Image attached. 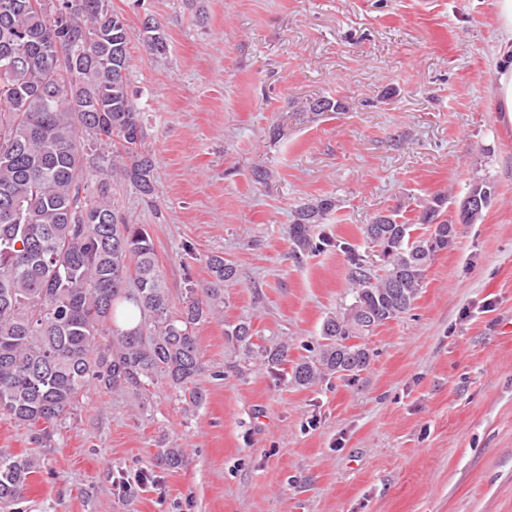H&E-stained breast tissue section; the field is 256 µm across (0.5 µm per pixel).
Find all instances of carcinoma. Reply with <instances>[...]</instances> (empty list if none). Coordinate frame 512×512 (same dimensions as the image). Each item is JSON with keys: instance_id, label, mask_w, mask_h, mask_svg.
Here are the masks:
<instances>
[{"instance_id": "carcinoma-1", "label": "carcinoma", "mask_w": 512, "mask_h": 512, "mask_svg": "<svg viewBox=\"0 0 512 512\" xmlns=\"http://www.w3.org/2000/svg\"><path fill=\"white\" fill-rule=\"evenodd\" d=\"M0 0V415L30 433L37 446L54 441L58 425L89 388L103 393L148 391L165 385L190 391L204 372L197 326L224 317V291L239 281L222 254L206 256L210 279L175 301L166 287L146 225L132 224L112 202L111 185L123 179L148 199L154 162L141 152L147 133L131 90L128 24L111 0ZM142 49H167L163 24L141 21ZM309 112H341V100L322 96ZM96 173L97 194L81 195ZM468 193L490 203L495 186L479 178ZM447 199L435 195L415 221L382 216L380 233L361 227L368 247L379 248L381 268L347 243L353 302L322 324L324 343L302 358L292 381L304 388L334 374L347 376L370 363L354 339L407 313L423 288L437 253L455 244ZM323 197L299 207L289 226L293 256L331 245L314 227L336 211ZM428 226L416 234L417 226ZM132 306L139 321L117 323ZM236 360L258 355L267 364L288 359V343L253 342L251 322L226 326ZM41 468L31 454L0 452V504L23 499L29 476Z\"/></svg>"}]
</instances>
